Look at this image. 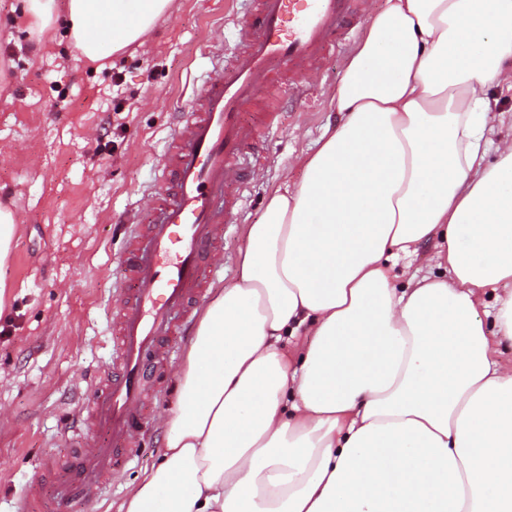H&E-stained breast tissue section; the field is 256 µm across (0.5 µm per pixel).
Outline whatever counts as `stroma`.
<instances>
[{"instance_id": "1", "label": "stroma", "mask_w": 512, "mask_h": 512, "mask_svg": "<svg viewBox=\"0 0 512 512\" xmlns=\"http://www.w3.org/2000/svg\"><path fill=\"white\" fill-rule=\"evenodd\" d=\"M247 0H173L144 44L102 64L89 62L63 21L44 32L22 19L23 0H0V205L18 227L0 277V512H16L43 461L66 460L72 421L100 370L112 361V305L129 227L120 213L145 214L173 128L170 99L189 100L212 63L207 48L232 54L233 21ZM350 49L330 58L304 102L284 104L264 144L245 201L224 229L231 284L248 225L273 190L298 182L310 153L339 116L330 107ZM137 89L128 98L126 88ZM109 132H102L103 121ZM176 389L148 403L149 428L106 494L78 512H118L128 486L164 452L163 421Z\"/></svg>"}]
</instances>
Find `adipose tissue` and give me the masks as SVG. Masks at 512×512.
Returning <instances> with one entry per match:
<instances>
[{
	"mask_svg": "<svg viewBox=\"0 0 512 512\" xmlns=\"http://www.w3.org/2000/svg\"><path fill=\"white\" fill-rule=\"evenodd\" d=\"M171 2L69 0L67 24L95 63ZM502 83L512 0H386L341 123L204 309L165 452L118 512H512V141L481 99ZM427 240L436 271L395 287Z\"/></svg>",
	"mask_w": 512,
	"mask_h": 512,
	"instance_id": "adipose-tissue-1",
	"label": "adipose tissue"
}]
</instances>
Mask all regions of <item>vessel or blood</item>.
<instances>
[{"instance_id": "obj_1", "label": "vessel or blood", "mask_w": 512, "mask_h": 512, "mask_svg": "<svg viewBox=\"0 0 512 512\" xmlns=\"http://www.w3.org/2000/svg\"><path fill=\"white\" fill-rule=\"evenodd\" d=\"M254 3L235 23L233 58L214 55L201 88L173 106L177 121L161 160L173 186L155 191L147 223L130 225L112 311V369L82 413L84 427L99 430L103 442L81 441L64 464L43 468L59 477L57 512L101 494L118 465L117 448H136L143 408L167 386L177 342L208 290L203 258L244 198L240 159L261 155L263 137L277 128L268 92L282 102L305 97L318 65L361 20L363 0Z\"/></svg>"}]
</instances>
